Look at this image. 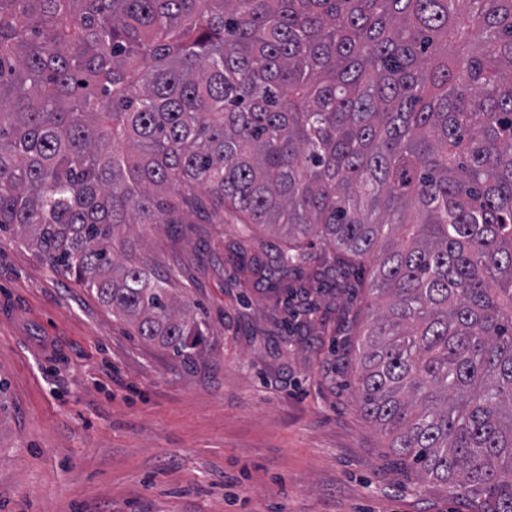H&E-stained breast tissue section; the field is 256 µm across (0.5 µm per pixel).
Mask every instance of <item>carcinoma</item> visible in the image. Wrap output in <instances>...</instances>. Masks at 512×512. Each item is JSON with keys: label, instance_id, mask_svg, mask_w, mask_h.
Returning a JSON list of instances; mask_svg holds the SVG:
<instances>
[{"label": "carcinoma", "instance_id": "obj_1", "mask_svg": "<svg viewBox=\"0 0 512 512\" xmlns=\"http://www.w3.org/2000/svg\"><path fill=\"white\" fill-rule=\"evenodd\" d=\"M285 231L376 265L364 416L512 512V0H0V233L190 360L202 321L116 241Z\"/></svg>", "mask_w": 512, "mask_h": 512}]
</instances>
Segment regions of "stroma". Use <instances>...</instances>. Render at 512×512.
Segmentation results:
<instances>
[{
  "mask_svg": "<svg viewBox=\"0 0 512 512\" xmlns=\"http://www.w3.org/2000/svg\"><path fill=\"white\" fill-rule=\"evenodd\" d=\"M132 253L196 305L192 361L0 236V512H472L421 483L362 413L369 268L239 224L134 228Z\"/></svg>",
  "mask_w": 512,
  "mask_h": 512,
  "instance_id": "stroma-1",
  "label": "stroma"
}]
</instances>
